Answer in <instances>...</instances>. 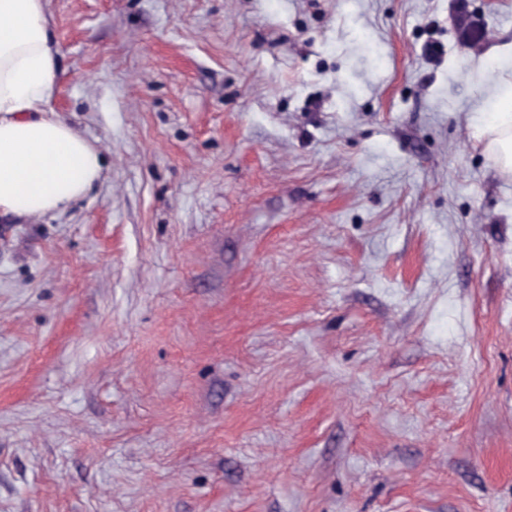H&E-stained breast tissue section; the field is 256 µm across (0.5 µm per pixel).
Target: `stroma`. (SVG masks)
<instances>
[{
    "label": "stroma",
    "instance_id": "stroma-1",
    "mask_svg": "<svg viewBox=\"0 0 512 512\" xmlns=\"http://www.w3.org/2000/svg\"><path fill=\"white\" fill-rule=\"evenodd\" d=\"M103 159L0 214V512H512V0H46ZM490 121L477 128V137L485 139L486 150L498 169L512 174V80L503 85Z\"/></svg>",
    "mask_w": 512,
    "mask_h": 512
}]
</instances>
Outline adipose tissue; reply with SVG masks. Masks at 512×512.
Returning a JSON list of instances; mask_svg holds the SVG:
<instances>
[{
  "label": "adipose tissue",
  "instance_id": "obj_1",
  "mask_svg": "<svg viewBox=\"0 0 512 512\" xmlns=\"http://www.w3.org/2000/svg\"><path fill=\"white\" fill-rule=\"evenodd\" d=\"M57 53L43 0H0V212L64 211L100 178L98 151L52 106ZM477 136L512 174V81Z\"/></svg>",
  "mask_w": 512,
  "mask_h": 512
}]
</instances>
